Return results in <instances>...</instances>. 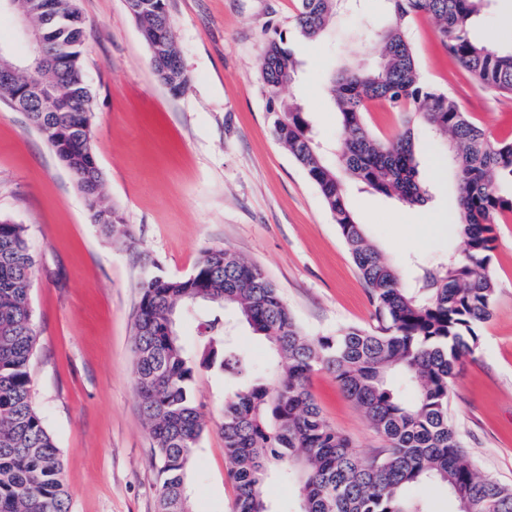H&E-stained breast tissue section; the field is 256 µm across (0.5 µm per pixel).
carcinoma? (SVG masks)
<instances>
[{"label":"carcinoma","mask_w":512,"mask_h":512,"mask_svg":"<svg viewBox=\"0 0 512 512\" xmlns=\"http://www.w3.org/2000/svg\"><path fill=\"white\" fill-rule=\"evenodd\" d=\"M74 0H17L54 65L28 68L19 84L0 83L13 103L19 85L58 84L59 111L32 112L30 122L74 177L91 221L109 232L121 225L102 194L92 142L94 97L83 63V22L71 20ZM142 32L168 20L166 0H125ZM293 36L313 40L343 11V0H298ZM388 23L372 31L382 45L373 68L347 65L328 81L343 144L330 165L314 142L308 113L288 106L274 120L277 141L317 186L365 284L374 327L346 326L334 336H309L278 288L257 265L222 248L204 249L180 278L147 276L134 321L135 386L158 468V512H192L189 472L205 423L195 405L197 366L236 380L224 397V454L235 496L232 512H273L265 487L297 478L299 512H430L425 492L443 488L454 512H512V488L482 475L448 416L451 379L474 353L476 328L492 315L490 271L495 225L512 215V139L494 140L459 101L426 84L408 29L419 15L438 23L448 53L473 85L492 97L512 96V46L479 40L474 29L491 0H386ZM298 48L283 32L268 40L261 77L271 100L291 83ZM171 93L188 85L183 69L154 67ZM398 114L402 131L376 135L369 106ZM438 138L456 180L451 226L464 240L432 268L403 271L356 221L348 184L409 206L430 199L420 177L415 130ZM35 274L27 227L0 220V512H70L59 448L33 404L30 364L37 331L29 287ZM206 304L215 315L200 362L189 357L176 321ZM232 310L270 349L264 373L249 370L224 341V311ZM330 371L386 442L363 456L322 415L308 389L312 373ZM415 392L411 402L405 391Z\"/></svg>","instance_id":"cac0c4a2"}]
</instances>
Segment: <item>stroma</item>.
Instances as JSON below:
<instances>
[{"instance_id":"35a3bbf8","label":"stroma","mask_w":512,"mask_h":512,"mask_svg":"<svg viewBox=\"0 0 512 512\" xmlns=\"http://www.w3.org/2000/svg\"><path fill=\"white\" fill-rule=\"evenodd\" d=\"M296 6L167 0L190 76L175 95L157 80L124 0H79L102 190L124 224L114 237L91 222L82 193L26 113L0 102V218L28 229L36 267L32 395L61 450L71 512H157L152 441L132 373L134 313L146 274L188 276L202 250L220 247L261 266L309 335L371 323L365 286L332 214L274 136L260 64L271 27L292 35ZM387 21L385 0H359L339 16L333 35L300 46L302 66L281 98L301 104L328 158L343 136L325 77L346 61L377 63L380 47L364 25ZM436 30L427 15L409 27L425 82L457 99L491 137H512V98L477 90ZM415 138L431 192L425 206L348 187L359 223L395 264H434L464 248L448 229L455 182L435 144L420 132ZM496 235L492 317L451 380L448 413L478 469L512 486V223L497 225ZM234 386L213 368L196 377L206 431L190 471L193 512H230L233 505L222 424L224 396ZM309 390L360 453L384 448L331 372H314Z\"/></svg>"}]
</instances>
